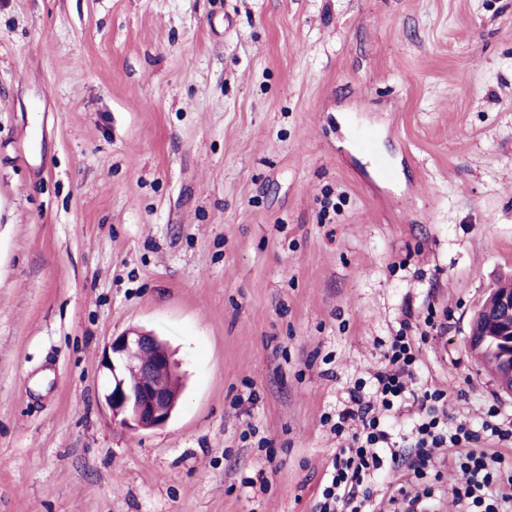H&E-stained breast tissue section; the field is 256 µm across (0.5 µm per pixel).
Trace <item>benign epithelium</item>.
I'll use <instances>...</instances> for the list:
<instances>
[{"instance_id":"benign-epithelium-1","label":"benign epithelium","mask_w":512,"mask_h":512,"mask_svg":"<svg viewBox=\"0 0 512 512\" xmlns=\"http://www.w3.org/2000/svg\"><path fill=\"white\" fill-rule=\"evenodd\" d=\"M487 300L488 306L473 316L480 331L470 329L467 343L475 351L490 342L500 345L503 368L512 379V289L494 288ZM103 368L112 377L104 401L113 419L134 430L162 427L169 422L179 395L153 381L132 385L126 378L131 369L149 378L175 372L169 351L156 336L131 329L112 338Z\"/></svg>"}]
</instances>
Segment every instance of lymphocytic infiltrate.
I'll return each mask as SVG.
<instances>
[{"label": "lymphocytic infiltrate", "mask_w": 512, "mask_h": 512, "mask_svg": "<svg viewBox=\"0 0 512 512\" xmlns=\"http://www.w3.org/2000/svg\"><path fill=\"white\" fill-rule=\"evenodd\" d=\"M387 365L375 375L372 400L363 397L362 385L349 391L348 407L339 411L331 429L346 434L348 421L360 420L362 429L339 449L325 475L314 512H372L371 475L391 468L406 469L407 481L389 487L388 512H434L437 500L427 484L434 449L447 448L449 466L460 479L453 495L463 512H512V428L497 423L498 409L489 406L481 430L466 424L449 426L448 395L434 386L415 395L419 419L406 446L390 441L389 419L400 413L408 391L406 379L419 361L420 347L407 331L393 336L385 353Z\"/></svg>", "instance_id": "obj_1"}]
</instances>
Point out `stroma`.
Masks as SVG:
<instances>
[{
	"label": "stroma",
	"mask_w": 512,
	"mask_h": 512,
	"mask_svg": "<svg viewBox=\"0 0 512 512\" xmlns=\"http://www.w3.org/2000/svg\"><path fill=\"white\" fill-rule=\"evenodd\" d=\"M507 278L512 0H0V512H313L323 414L431 308L417 386L510 422L466 344ZM130 328L165 427L103 402ZM374 133L369 130H362L357 134V141L364 154L369 155L373 161V167L377 177L384 183H391L396 178L395 169L388 161L378 156L374 151ZM102 365L112 377L104 401L114 420L134 430L162 427L169 422L179 395L162 386L176 390L180 387L175 386L173 376H159L174 374L175 363L156 336L131 329L112 338ZM130 369L142 376L155 378L140 385H131L144 381V378Z\"/></svg>",
	"instance_id": "obj_1"
}]
</instances>
